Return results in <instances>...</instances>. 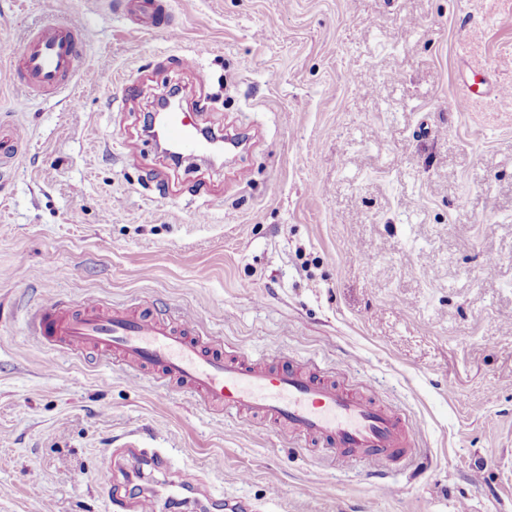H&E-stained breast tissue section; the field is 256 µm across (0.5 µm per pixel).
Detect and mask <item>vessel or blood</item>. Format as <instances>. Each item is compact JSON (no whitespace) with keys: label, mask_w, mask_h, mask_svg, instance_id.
I'll list each match as a JSON object with an SVG mask.
<instances>
[{"label":"vessel or blood","mask_w":512,"mask_h":512,"mask_svg":"<svg viewBox=\"0 0 512 512\" xmlns=\"http://www.w3.org/2000/svg\"><path fill=\"white\" fill-rule=\"evenodd\" d=\"M127 15L150 31L165 22L162 0H124ZM83 45L79 29L46 24L33 29L5 71L9 81L31 93L62 92L74 81ZM166 138L185 158L206 154L209 137L185 113H169ZM34 328L57 350H91L101 358L119 354L127 365L150 368L166 385L187 387L201 406L236 413L242 425L262 418L319 441L337 464L362 461L375 475L413 460V428L400 411L374 393L308 372L284 360L254 362L225 355L221 345L200 335L185 313L162 320L146 312L105 309L95 299L77 306L43 302Z\"/></svg>","instance_id":"1"}]
</instances>
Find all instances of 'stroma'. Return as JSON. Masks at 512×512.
<instances>
[{
    "mask_svg": "<svg viewBox=\"0 0 512 512\" xmlns=\"http://www.w3.org/2000/svg\"><path fill=\"white\" fill-rule=\"evenodd\" d=\"M0 0V67L78 27L71 94L0 82V512H512V0ZM193 54L195 70L180 60ZM493 95L466 110L464 84ZM248 141L174 165L141 130L167 86ZM191 312L228 353L378 387L420 457L381 480L274 425L30 331L49 298ZM129 441L163 469L102 453ZM126 14L144 31L161 27L165 22V7L160 0H125Z\"/></svg>",
    "mask_w": 512,
    "mask_h": 512,
    "instance_id": "35a3bbf8",
    "label": "stroma"
}]
</instances>
